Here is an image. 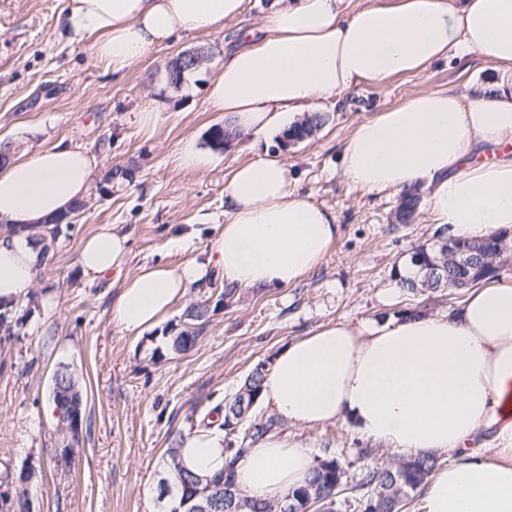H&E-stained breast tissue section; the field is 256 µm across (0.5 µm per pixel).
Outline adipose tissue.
Wrapping results in <instances>:
<instances>
[{
    "label": "adipose tissue",
    "mask_w": 512,
    "mask_h": 512,
    "mask_svg": "<svg viewBox=\"0 0 512 512\" xmlns=\"http://www.w3.org/2000/svg\"><path fill=\"white\" fill-rule=\"evenodd\" d=\"M247 4L69 0L64 23L119 74L175 35L238 20ZM453 51L478 52L512 75V0H273L262 36L225 53L207 99L230 134L272 133L318 102L341 105L355 87L418 73ZM481 143L512 144L511 88L424 90L358 122L341 145L342 171L370 193L426 183L436 224L481 239L512 228V156L473 160ZM95 166L86 152L54 145L0 169V220L16 229L0 232V300H22L33 286L38 256L25 228L81 199ZM339 235L333 212L291 188L278 154H255L225 185L224 229L207 263L143 269L122 287L111 319L135 334L157 325L212 267L234 287L294 284ZM127 253L126 234L105 224L79 262L101 276ZM260 397L295 427L341 421L398 454H447L421 488L420 512H512V280L472 285L441 315L323 326L277 354ZM485 434L488 447H476ZM225 446L222 431H194L179 465L203 478L223 471ZM234 465L245 497L278 501L314 460L301 442L272 434Z\"/></svg>",
    "instance_id": "adipose-tissue-1"
}]
</instances>
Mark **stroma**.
<instances>
[{
    "label": "stroma",
    "mask_w": 512,
    "mask_h": 512,
    "mask_svg": "<svg viewBox=\"0 0 512 512\" xmlns=\"http://www.w3.org/2000/svg\"><path fill=\"white\" fill-rule=\"evenodd\" d=\"M68 2L0 0V142L29 157L56 144L77 147L95 158L98 173L119 167L125 174L109 192L89 189L82 214L15 306L23 333L9 339L0 331V470L28 475L31 512H162L158 482L167 475L163 456L173 435L231 397L256 364L272 365L288 343L344 318L381 322L413 310L444 314L459 304L462 292L411 293L394 277L416 247L453 236L434 222L430 187L416 188L414 221L398 223L399 194H371L348 182L340 149L359 121L420 91L486 89L503 76L479 53L451 55L420 73L357 88L342 107L321 103L327 122L304 142L287 147L279 137L248 133L215 151L208 132L224 115L209 106L206 85L237 32L263 24L271 0H250L242 18L224 27L177 35L118 75L97 60L90 39L62 28ZM197 46L209 50V62L170 88L166 62ZM148 107L160 114L145 129L137 117ZM190 138L212 151L208 168L178 167L176 153ZM264 149L284 158L299 195L335 214L340 236L322 263L293 285L229 295L220 277L205 276L158 325L120 331L110 311L123 285L145 267L205 262L224 227L228 172ZM104 224L128 234L129 254L110 275L94 277L83 273L79 252ZM203 300L210 318L202 338L173 351L170 336L182 313ZM62 365L87 400L83 441L65 460L50 397ZM280 430L314 455L341 450L351 475L363 465L356 447L372 445L342 423H284Z\"/></svg>",
    "instance_id": "35a3bbf8"
}]
</instances>
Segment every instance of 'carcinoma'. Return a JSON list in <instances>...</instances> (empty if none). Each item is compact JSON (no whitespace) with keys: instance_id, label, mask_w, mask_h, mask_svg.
I'll list each match as a JSON object with an SVG mask.
<instances>
[{"instance_id":"carcinoma-1","label":"carcinoma","mask_w":512,"mask_h":512,"mask_svg":"<svg viewBox=\"0 0 512 512\" xmlns=\"http://www.w3.org/2000/svg\"><path fill=\"white\" fill-rule=\"evenodd\" d=\"M323 124L319 115H313L300 123L288 139L303 141L310 137ZM419 206V197L408 193L402 197L397 211V219L402 224L411 223ZM420 261L416 263L422 273V279H399L400 287L414 293L424 287L431 291L447 287L445 279H436L430 285H425V278L431 269L443 262V253L418 248ZM184 315L188 316L186 323L189 327L172 337L173 349L183 352L186 342L197 344L209 323V303L200 301L187 307ZM0 330L9 336L19 334L21 327L13 322L9 304L0 301ZM265 377V367L257 364L246 376L240 391L233 398L214 407L217 412H224V419H232L234 424L242 427L237 439H228L227 451L230 453L229 464L224 471L202 479L179 467L178 438H173L171 447L166 449L169 470L178 472L177 490L167 488L165 496L172 498L170 512H193L192 507L202 504L209 512H273L271 502L250 500L244 497L236 486L233 465L241 454L258 440L273 433L279 427V421L270 416L258 422L252 420L255 409L250 403L260 399L262 382ZM436 468V461L430 457L410 456L397 465H373L364 468L354 482H344L345 470L341 466L336 452L330 448L322 450V455L314 457V466L304 484L288 493V497L297 504L307 499L315 491L326 496H334L339 490L348 493L346 503L352 507V512H370L369 502L372 497H378L386 506L388 512H403L407 501ZM28 478L19 475L11 478L9 472L0 473V486L3 484L16 485L14 492H0V512H29L27 501Z\"/></svg>"}]
</instances>
